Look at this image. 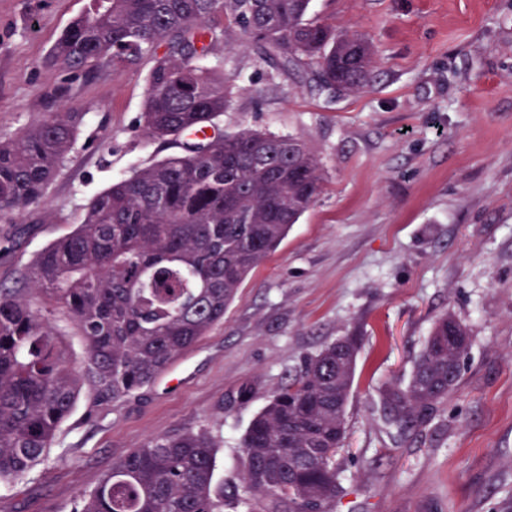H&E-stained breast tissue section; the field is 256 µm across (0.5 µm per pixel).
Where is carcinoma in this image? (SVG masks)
<instances>
[{"label":"carcinoma","mask_w":512,"mask_h":512,"mask_svg":"<svg viewBox=\"0 0 512 512\" xmlns=\"http://www.w3.org/2000/svg\"><path fill=\"white\" fill-rule=\"evenodd\" d=\"M51 57L67 70L96 62L133 69L149 56L144 132L179 141L217 126L224 74L208 64L217 15L243 44L260 43L285 70L310 62L317 83L348 94L372 81L368 38L306 19L311 0H91ZM166 51L158 52L161 46ZM81 115L49 112L0 139V221L47 211L46 191L72 152ZM184 153L136 168L85 205L77 227L45 247L16 287L0 290V484L45 457L79 383L107 404L150 385L224 320L247 275L318 200L324 174L303 142L257 129L187 141ZM35 293L43 310L33 308ZM52 313L73 323L86 372L70 367ZM465 326L440 317L404 387L382 390L385 422L406 430L448 397L462 372ZM358 336L305 355L255 414L239 443L244 487L215 486L216 453L203 432L149 440L112 464L76 512H326L336 497V452L346 438Z\"/></svg>","instance_id":"1"}]
</instances>
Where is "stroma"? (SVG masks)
Listing matches in <instances>:
<instances>
[{
	"label": "stroma",
	"instance_id": "stroma-1",
	"mask_svg": "<svg viewBox=\"0 0 512 512\" xmlns=\"http://www.w3.org/2000/svg\"><path fill=\"white\" fill-rule=\"evenodd\" d=\"M90 0H0V139L46 113H83L47 190L55 219L0 223V285L79 224L138 166L179 153L147 137L151 61L70 74L51 59ZM308 17L375 49L371 86H316L213 20L224 132L290 136L319 157L325 190L239 288L222 322L149 386L98 405L83 386L44 461L0 486V512H73L114 460L150 438L203 432L216 482L241 487L238 445L303 355L361 337L327 512H512V0H311ZM466 326L457 387L398 432L381 392L405 384L434 323Z\"/></svg>",
	"mask_w": 512,
	"mask_h": 512
}]
</instances>
